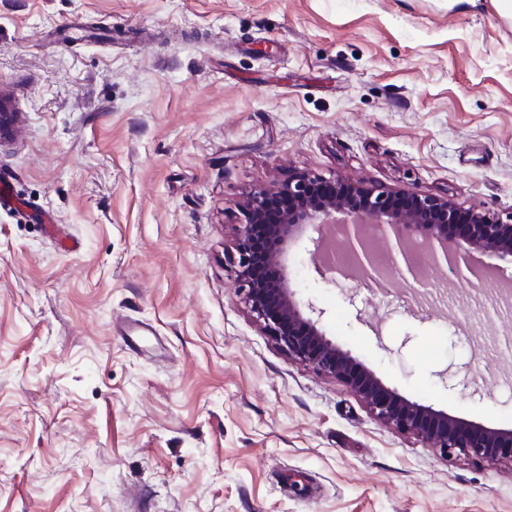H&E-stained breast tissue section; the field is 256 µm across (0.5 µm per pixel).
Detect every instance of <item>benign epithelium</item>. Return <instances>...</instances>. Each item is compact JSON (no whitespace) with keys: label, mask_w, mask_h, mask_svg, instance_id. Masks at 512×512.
<instances>
[{"label":"benign epithelium","mask_w":512,"mask_h":512,"mask_svg":"<svg viewBox=\"0 0 512 512\" xmlns=\"http://www.w3.org/2000/svg\"><path fill=\"white\" fill-rule=\"evenodd\" d=\"M272 197L279 200L282 211L280 236L262 249V219ZM326 224L337 227L350 255L347 266L328 256L326 271L330 273L380 274L367 246L375 233L393 242V251L410 271L415 267L411 245L420 240L430 250L434 265L443 262L456 272L460 262L474 252L490 253L512 264V211L490 213L446 197L405 193L381 184L343 179L332 183L295 169L282 182L246 192L233 225L234 249L227 257L255 322L288 356L342 383L382 424L444 456L512 464L511 431L469 424L408 401L327 336L320 322L323 312L304 301L284 274L288 248L306 237L314 251H319L321 237L307 233H319Z\"/></svg>","instance_id":"7a95c632"}]
</instances>
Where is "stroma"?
I'll use <instances>...</instances> for the list:
<instances>
[{
  "label": "stroma",
  "mask_w": 512,
  "mask_h": 512,
  "mask_svg": "<svg viewBox=\"0 0 512 512\" xmlns=\"http://www.w3.org/2000/svg\"><path fill=\"white\" fill-rule=\"evenodd\" d=\"M0 103V512H512L511 466L289 358L225 261L243 195L294 168L512 210L502 0H0ZM494 262L333 281L288 257L383 383L507 430Z\"/></svg>",
  "instance_id": "stroma-1"
}]
</instances>
